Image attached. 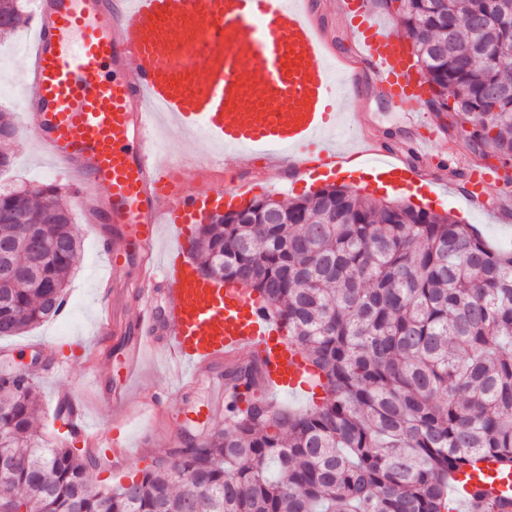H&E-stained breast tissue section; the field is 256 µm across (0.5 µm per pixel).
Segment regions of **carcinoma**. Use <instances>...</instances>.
Masks as SVG:
<instances>
[{"label":"carcinoma","mask_w":512,"mask_h":512,"mask_svg":"<svg viewBox=\"0 0 512 512\" xmlns=\"http://www.w3.org/2000/svg\"><path fill=\"white\" fill-rule=\"evenodd\" d=\"M398 18L448 138L466 121L473 161L511 169L512 92L498 87L512 0H406ZM28 19L22 0H0V32ZM43 212L36 261L20 222ZM3 242L21 275L0 282V337L59 315L80 248L52 186L0 188ZM192 256L203 276L258 293L323 381L321 406L234 403L205 445L86 495L92 458L42 443L35 386L5 369L0 454L19 466L0 475V510L187 512L199 498L209 512H455L453 473L487 455L512 465V251L447 215L330 186L198 225Z\"/></svg>","instance_id":"1"}]
</instances>
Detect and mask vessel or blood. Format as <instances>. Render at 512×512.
Listing matches in <instances>:
<instances>
[{"label": "vessel or blood", "instance_id": "1", "mask_svg": "<svg viewBox=\"0 0 512 512\" xmlns=\"http://www.w3.org/2000/svg\"><path fill=\"white\" fill-rule=\"evenodd\" d=\"M338 8L359 52L357 61L332 66L302 0H37L19 87L33 120L30 135L71 173L74 201L111 225L101 242L111 272L130 256L142 259L133 291L139 340L125 350L121 386L107 392L125 415L159 417L163 393L132 386L147 349L167 354L183 393L216 363L244 356L259 361L267 393L308 392L301 356L248 291L202 280L180 251L158 257L160 225L173 226L185 241L247 191L233 182L202 191L179 185L170 171L181 160L159 158L154 129L165 119L254 160L283 151L311 178L339 170L341 148L328 138L344 120L334 69L352 76L358 64H370L396 110H417L426 88L366 0H338ZM359 151L385 189L417 192L414 168L367 140ZM54 399L69 404L71 430L89 450L116 464L150 453L147 432L132 443L92 429L68 391L57 390ZM479 492L500 512H512V468L488 458L457 475L458 502Z\"/></svg>", "mask_w": 512, "mask_h": 512}]
</instances>
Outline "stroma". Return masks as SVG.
Wrapping results in <instances>:
<instances>
[{
	"instance_id": "35a3bbf8",
	"label": "stroma",
	"mask_w": 512,
	"mask_h": 512,
	"mask_svg": "<svg viewBox=\"0 0 512 512\" xmlns=\"http://www.w3.org/2000/svg\"><path fill=\"white\" fill-rule=\"evenodd\" d=\"M315 25L321 30L332 55L355 56L357 41L336 9V0H308ZM31 38L28 27L0 35V112L7 113L17 129L11 145L15 162L11 171L0 175V185L55 186L63 202L69 203L73 223L81 241L79 259L73 267L66 288L69 313L41 322L19 335L0 339V366L18 367L32 365L42 359V344H51L56 355L72 363L70 372L55 378L36 377L42 405L39 420L40 433L46 445H54L67 433L61 421L54 417L52 394L61 385L67 386L85 402L95 425L105 430L122 427V415L99 397L91 385L93 377H100L104 385L119 382L120 355L116 352L99 351L95 345L97 325L104 314L98 298L96 282L105 276L107 267L100 253L98 236L109 232L106 224L92 223L88 214L72 205L69 184L66 178L54 176L51 167L38 145L29 137L30 119L23 112L18 100L16 83L22 69V53ZM341 107L351 114L359 124L364 137L382 140L384 132L395 135L392 154L407 160L421 175L435 182L438 196L429 198L431 210L447 214L457 223L470 224L492 245L512 249V222H502L503 213H512V196L505 195L503 183L491 185L487 192V207L470 209L465 201L473 183L470 178L453 179L449 168L465 167L470 152L466 143L448 145L447 141L436 143L424 155L415 151L421 130L412 114L391 109L385 100L378 76L371 69H364L356 80L354 94L343 97ZM161 149L179 153L188 172L189 186L196 190L208 188L212 179L206 171L208 158L215 146L204 132L181 134L176 129L165 127L159 132ZM225 178L250 190L252 197H269L280 202H289L313 195L320 189V182H302L276 175L268 165L250 162L239 151L224 152ZM224 368H217L211 379L199 383L192 395L194 410L182 417L180 427L183 434L194 437L212 433L222 428L226 412L215 416L202 413L213 385L223 382ZM167 450L155 448L152 456L134 458L119 470L97 467L91 470L94 487H117L140 479L142 471L152 461L166 458Z\"/></svg>"
}]
</instances>
